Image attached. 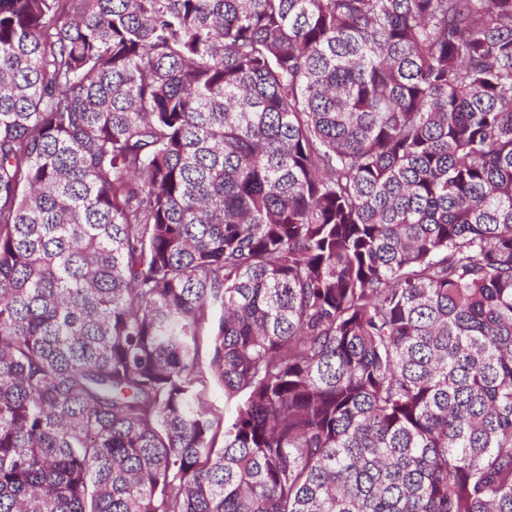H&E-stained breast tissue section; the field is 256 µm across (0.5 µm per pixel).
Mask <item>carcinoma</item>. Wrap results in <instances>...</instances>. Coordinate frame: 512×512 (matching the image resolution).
Instances as JSON below:
<instances>
[{"label":"carcinoma","instance_id":"obj_1","mask_svg":"<svg viewBox=\"0 0 512 512\" xmlns=\"http://www.w3.org/2000/svg\"><path fill=\"white\" fill-rule=\"evenodd\" d=\"M0 512H512V0H0Z\"/></svg>","mask_w":512,"mask_h":512}]
</instances>
